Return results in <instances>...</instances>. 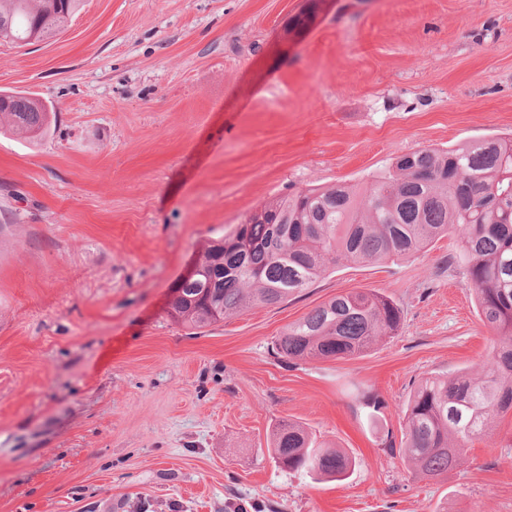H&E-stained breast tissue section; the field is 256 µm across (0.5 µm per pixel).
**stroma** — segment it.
<instances>
[{
    "label": "stroma",
    "instance_id": "1",
    "mask_svg": "<svg viewBox=\"0 0 512 512\" xmlns=\"http://www.w3.org/2000/svg\"><path fill=\"white\" fill-rule=\"evenodd\" d=\"M0 91L55 114L0 126V512H512V412L441 479L399 452L420 379L493 364L457 234L200 329L169 315L202 245L263 202L512 136V0H84L0 45ZM355 289L400 308L396 336L276 355ZM284 419L349 477L279 468Z\"/></svg>",
    "mask_w": 512,
    "mask_h": 512
}]
</instances>
